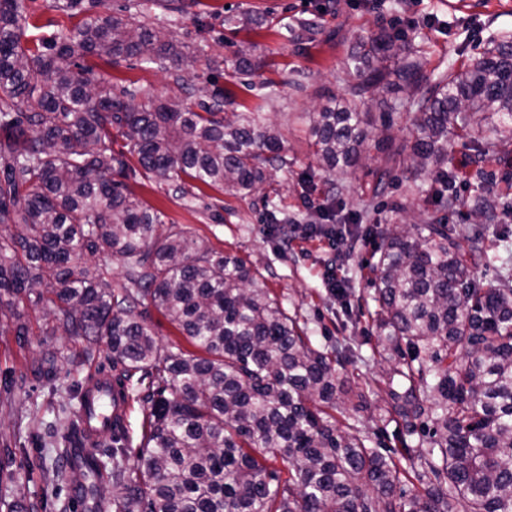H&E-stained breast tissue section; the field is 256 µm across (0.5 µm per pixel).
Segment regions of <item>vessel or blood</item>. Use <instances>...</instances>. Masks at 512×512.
<instances>
[{
    "label": "vessel or blood",
    "mask_w": 512,
    "mask_h": 512,
    "mask_svg": "<svg viewBox=\"0 0 512 512\" xmlns=\"http://www.w3.org/2000/svg\"><path fill=\"white\" fill-rule=\"evenodd\" d=\"M126 401L114 389L111 376L95 374L83 386V399L79 405V427L87 447H95L101 437L102 427L110 421H124Z\"/></svg>",
    "instance_id": "b4317fda"
}]
</instances>
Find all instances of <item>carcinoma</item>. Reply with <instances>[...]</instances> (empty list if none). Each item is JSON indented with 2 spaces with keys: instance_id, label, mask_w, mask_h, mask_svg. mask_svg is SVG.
<instances>
[{
  "instance_id": "cac0c4a2",
  "label": "carcinoma",
  "mask_w": 512,
  "mask_h": 512,
  "mask_svg": "<svg viewBox=\"0 0 512 512\" xmlns=\"http://www.w3.org/2000/svg\"><path fill=\"white\" fill-rule=\"evenodd\" d=\"M245 11L224 17L228 28L261 25ZM22 0H0V309L43 292L56 297L52 318L68 336L104 344L125 380L150 379L148 428L138 467L129 449L103 454L71 431L57 477L77 485L87 512H512V278L478 286L455 229L441 219L414 233L385 231L370 265L371 312L377 344L393 361L387 374L391 413L413 442L401 459L368 446L356 426H336L330 411L366 402L335 365L359 355L361 344L327 350L300 334L247 262L215 250L106 174L128 168L127 156L175 194L186 180L249 194L269 171L288 168L281 137L268 118L227 112L218 90L192 108L178 97L137 101L132 84L118 89L77 56L118 65L137 59L170 73L193 94L183 65L202 61L171 33L129 25L123 16L94 13L61 29L33 50L23 42ZM297 49L322 33L289 26ZM236 74L261 63L252 49L234 52ZM348 96H325L308 116L312 157L331 171L359 164L374 125L361 107L383 88L403 93L415 140L410 153L390 156L424 193L438 173V203L457 202L448 163V135L465 133L478 156L495 159L512 147V41L494 38L458 70L426 79L404 38L381 30L356 40L344 62ZM127 150L113 149V134ZM496 201L477 195L471 212L496 218ZM84 253L108 254L125 266L112 283L70 263ZM149 301L203 355L163 346L137 319ZM58 352L37 367L49 379ZM419 459L414 474L401 460ZM281 461L282 479L267 467ZM121 492L108 500L100 488Z\"/></svg>"
}]
</instances>
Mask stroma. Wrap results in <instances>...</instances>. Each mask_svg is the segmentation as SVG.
Instances as JSON below:
<instances>
[{"label":"stroma","mask_w":512,"mask_h":512,"mask_svg":"<svg viewBox=\"0 0 512 512\" xmlns=\"http://www.w3.org/2000/svg\"><path fill=\"white\" fill-rule=\"evenodd\" d=\"M29 23V41L50 38L58 29L76 24L64 6L65 0H23ZM205 9L190 8L178 21L176 37L189 51L204 50L211 67H198L197 96L208 99L213 90H230L244 112H262L279 127L288 168L271 172L262 189L235 195L218 187L199 186L186 197L172 194L143 170L127 173L122 181L137 198L160 210L166 223L181 224L218 251L237 255L263 279L288 316L294 318L305 335L317 346L356 340L361 355L339 366L341 375L352 384L370 388L366 409L356 414L354 423L380 451L399 448L407 433L401 422L388 413L389 398L384 383L390 363L376 348L366 299L367 265L377 242V232L396 224L413 225L430 217L448 221L457 233L473 236L480 226L469 213V201L478 193L505 194L512 184V155L486 161V170L495 172L494 183L473 179L471 152L462 137L448 141V169L455 172L458 203L454 211L441 209L435 195L440 184L428 175L430 193L417 195L410 182L397 177L385 191L376 188V171L388 154L409 149L414 141L412 126L404 109L394 108L400 97L397 89L385 91L380 102L370 105L373 120L383 112L391 114L392 143L378 146L369 141L364 159L347 172H310L311 148L306 128L299 116L316 111L324 93L342 97L341 64L352 52L357 36L386 28L405 36L425 58L426 73L445 67L460 68L481 52L490 37L512 36V0H466L452 9L448 0H403L393 9V0H204ZM252 10L262 17L261 26L230 33L223 25L228 13ZM308 20L322 33L305 51L281 33L286 22ZM251 43L266 63L263 76L251 80L233 79L224 74L235 45ZM98 72L109 75L114 84L135 83L141 98L174 96L178 90L165 73L141 67L137 61L111 67L98 64ZM306 75L304 90L292 79ZM273 87H265V79ZM348 185L349 191L335 197L332 184ZM333 209L337 216L361 214L363 224L373 228V236L346 241L338 262L349 279L352 291L348 307H341L322 282L327 254L318 242H309L285 251L278 239L263 230L269 212L277 210L298 223H306L312 206ZM487 263L477 269L481 282L496 280L502 268L512 269V212H499L493 235L485 240ZM52 304L42 301L20 307L17 315L0 317V512H60L69 503V512H83L72 486L56 478L61 461L57 450L61 437L76 420L79 402L76 391L90 368L111 371L105 352L85 360L84 339L53 334ZM27 324L29 334L18 339L14 327ZM50 348L62 355L56 377L40 380L35 366ZM130 402L122 446L139 448L148 414L145 396L148 381L127 383Z\"/></svg>","instance_id":"1"}]
</instances>
